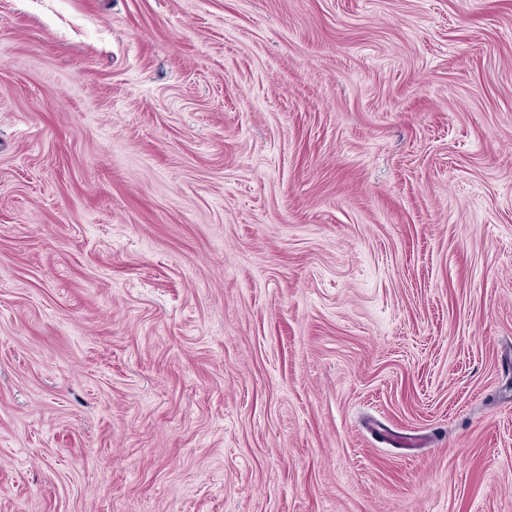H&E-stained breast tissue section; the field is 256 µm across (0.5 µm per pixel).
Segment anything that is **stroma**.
<instances>
[{
  "label": "stroma",
  "instance_id": "1",
  "mask_svg": "<svg viewBox=\"0 0 512 512\" xmlns=\"http://www.w3.org/2000/svg\"><path fill=\"white\" fill-rule=\"evenodd\" d=\"M0 512H512V0H0Z\"/></svg>",
  "mask_w": 512,
  "mask_h": 512
}]
</instances>
